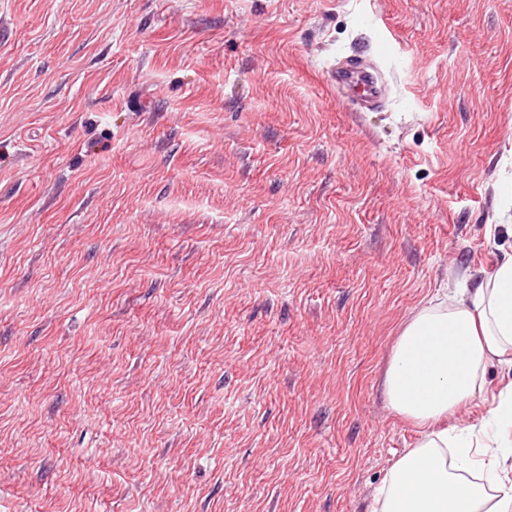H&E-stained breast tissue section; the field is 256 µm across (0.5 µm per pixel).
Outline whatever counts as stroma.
<instances>
[{
  "label": "stroma",
  "mask_w": 512,
  "mask_h": 512,
  "mask_svg": "<svg viewBox=\"0 0 512 512\" xmlns=\"http://www.w3.org/2000/svg\"><path fill=\"white\" fill-rule=\"evenodd\" d=\"M506 254L512 0H0V512H369L398 337ZM334 78L336 88L346 93L356 106H372L382 96V82L366 71L360 55L351 56L342 66L336 67Z\"/></svg>",
  "instance_id": "obj_1"
}]
</instances>
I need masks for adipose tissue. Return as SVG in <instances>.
<instances>
[{
  "label": "adipose tissue",
  "instance_id": "1",
  "mask_svg": "<svg viewBox=\"0 0 512 512\" xmlns=\"http://www.w3.org/2000/svg\"><path fill=\"white\" fill-rule=\"evenodd\" d=\"M512 361V255L404 327L384 374L390 407L417 424L372 512H512V478L449 418L482 394L488 365Z\"/></svg>",
  "mask_w": 512,
  "mask_h": 512
}]
</instances>
